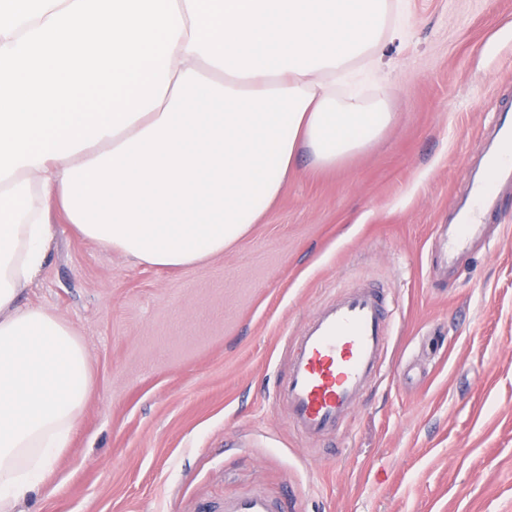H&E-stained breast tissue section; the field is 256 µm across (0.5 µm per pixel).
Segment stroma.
<instances>
[{
  "label": "stroma",
  "mask_w": 512,
  "mask_h": 512,
  "mask_svg": "<svg viewBox=\"0 0 512 512\" xmlns=\"http://www.w3.org/2000/svg\"><path fill=\"white\" fill-rule=\"evenodd\" d=\"M406 28L364 87L394 120L333 169L301 158L220 256L139 265L60 224L38 283L82 339L94 390L23 512H222L255 490L281 512H512V193L435 284L497 112L512 111V0H396ZM360 283L395 335L339 434L312 440L276 400L291 338Z\"/></svg>",
  "instance_id": "1"
}]
</instances>
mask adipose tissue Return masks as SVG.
I'll return each instance as SVG.
<instances>
[{"label":"adipose tissue","instance_id":"1","mask_svg":"<svg viewBox=\"0 0 512 512\" xmlns=\"http://www.w3.org/2000/svg\"><path fill=\"white\" fill-rule=\"evenodd\" d=\"M393 0H0V512L52 477L93 392L54 312L21 305L54 224L160 269L223 254L301 157L394 120L348 86Z\"/></svg>","mask_w":512,"mask_h":512}]
</instances>
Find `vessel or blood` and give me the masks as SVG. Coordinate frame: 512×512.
Instances as JSON below:
<instances>
[{
  "label": "vessel or blood",
  "mask_w": 512,
  "mask_h": 512,
  "mask_svg": "<svg viewBox=\"0 0 512 512\" xmlns=\"http://www.w3.org/2000/svg\"><path fill=\"white\" fill-rule=\"evenodd\" d=\"M469 191L455 209L456 231L443 238L444 254L467 250L485 215L497 208L501 189H512V113H499L477 168L468 170ZM394 325L379 290L361 285L319 307L293 338L288 377L280 394L288 418L315 438L339 432L380 375ZM223 512H276L263 493L230 497Z\"/></svg>",
  "instance_id": "1"
}]
</instances>
